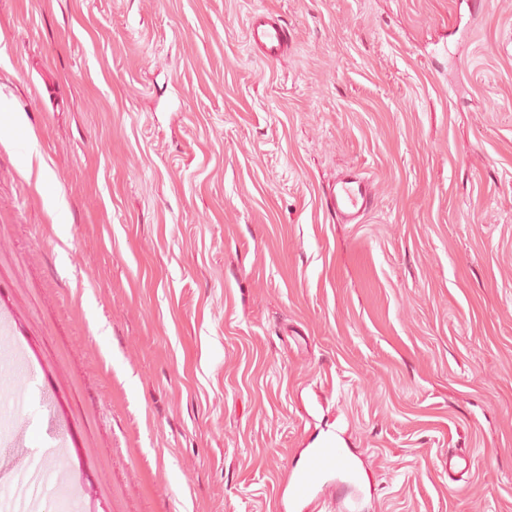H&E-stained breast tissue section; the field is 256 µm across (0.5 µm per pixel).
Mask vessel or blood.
<instances>
[{
	"mask_svg": "<svg viewBox=\"0 0 512 512\" xmlns=\"http://www.w3.org/2000/svg\"><path fill=\"white\" fill-rule=\"evenodd\" d=\"M246 40L267 61H281L288 53L287 29L279 19L266 11L256 10L250 14ZM371 201L370 184L362 177L350 173L337 180L327 199V207L350 224L364 214ZM337 476L351 485L364 481L363 473L338 442H331L323 448L309 449L303 466L292 477L288 493L291 512H310L321 491L332 485Z\"/></svg>",
	"mask_w": 512,
	"mask_h": 512,
	"instance_id": "b4317fda",
	"label": "vessel or blood"
}]
</instances>
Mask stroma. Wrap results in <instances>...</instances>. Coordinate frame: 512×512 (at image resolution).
<instances>
[{
    "instance_id": "obj_1",
    "label": "stroma",
    "mask_w": 512,
    "mask_h": 512,
    "mask_svg": "<svg viewBox=\"0 0 512 512\" xmlns=\"http://www.w3.org/2000/svg\"><path fill=\"white\" fill-rule=\"evenodd\" d=\"M0 97V512H280L330 437L312 512H512V0H0ZM246 40L266 61L278 62L288 54V31L281 20L269 12L255 10L250 14ZM36 142V137L33 132L30 131L29 138H28V144L26 145L23 157H22V164L23 169L31 175L35 169L36 172V184L42 188H45L46 190V199L50 206L56 207L57 204V197L53 190L51 189V178L50 173L48 171V167L45 164L42 156L38 151H36L32 143ZM371 186L356 174H345L336 181L335 188L327 198V207L346 224H352L368 209ZM334 475L336 479H332ZM339 477L351 486L364 481L363 473L337 441L323 448H310L303 466L292 477L288 507L294 512L309 511L325 487L342 483Z\"/></svg>"
}]
</instances>
